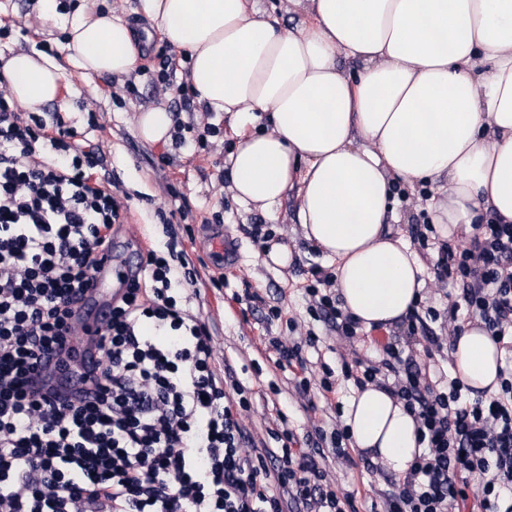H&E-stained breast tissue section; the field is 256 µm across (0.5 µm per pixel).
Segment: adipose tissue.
I'll use <instances>...</instances> for the list:
<instances>
[{"mask_svg": "<svg viewBox=\"0 0 512 512\" xmlns=\"http://www.w3.org/2000/svg\"><path fill=\"white\" fill-rule=\"evenodd\" d=\"M141 2L163 38L188 52L199 104L245 123L268 113L269 130L242 134L230 154L233 195L270 212L295 192L296 222L335 262L342 308L363 329L400 322L425 286L421 261L385 229L394 179L429 183L442 237L493 214L512 223V0H288L303 15L288 32L252 0ZM61 21L76 67L132 72L120 16L82 4ZM0 71L23 107L60 95L53 58L19 51ZM501 358L478 322L453 353L457 375L484 396L498 388ZM343 420L354 447L409 470L418 425L400 400L367 385Z\"/></svg>", "mask_w": 512, "mask_h": 512, "instance_id": "1", "label": "adipose tissue"}]
</instances>
